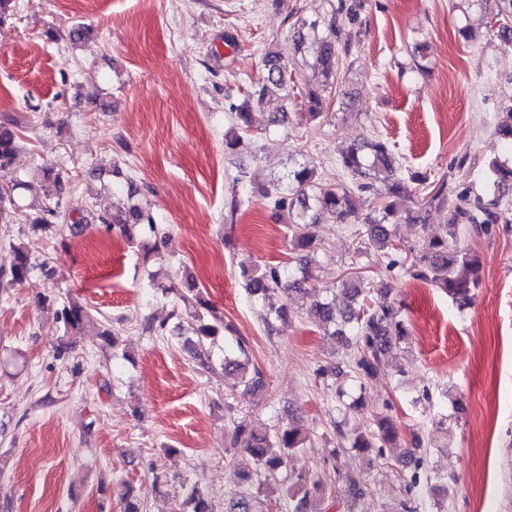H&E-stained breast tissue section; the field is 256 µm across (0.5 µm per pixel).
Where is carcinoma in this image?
Returning <instances> with one entry per match:
<instances>
[{
  "label": "carcinoma",
  "mask_w": 512,
  "mask_h": 512,
  "mask_svg": "<svg viewBox=\"0 0 512 512\" xmlns=\"http://www.w3.org/2000/svg\"><path fill=\"white\" fill-rule=\"evenodd\" d=\"M495 9L488 13L486 31L506 46L512 45V0H494ZM336 14L303 20L294 31L297 49L305 52L314 49L313 74L304 82L302 92V116L315 122L323 115V96L331 88H338V96L346 106L355 105V91L344 82H334L342 61ZM268 67L266 83L245 93L238 105L231 108L228 127L224 130V155L238 158L242 154L245 139L253 128V109L277 93L284 98L291 96L292 70L281 57L269 50L264 56ZM287 114L282 112L270 117V130L265 132V146H276L279 138L276 129L286 122ZM494 133L502 141L504 149L512 154V104L505 107ZM22 136L19 130L0 125V169L10 166L19 151ZM481 190L468 187L457 191L447 188V183L432 185L427 173L396 167L393 145L385 138L374 137L341 148L336 156V179L320 177L317 168L310 161L294 162L288 174L268 185L255 186L239 176L233 182L227 198L226 219L234 220L242 200L259 196L276 211H286L294 220L286 224L293 253L296 259L306 262L316 250L317 239L313 228L325 221L335 224L359 222L355 251L374 247L389 258V268L399 276H409L429 283L462 304L470 301L480 287L481 262L478 257L459 246L463 237L471 234H487L496 224H512V164L493 160L480 173ZM26 187L22 181H14L7 187L0 186V223H14L19 208L18 190ZM422 192L421 201L428 206L448 208V223L437 233L429 232L424 217L417 215L413 220L420 223L425 240L424 249L411 257L403 255L399 241L389 229V220L396 217L401 202ZM26 223L35 231H44L55 226L59 220H66L69 214L63 203V180L60 174L45 172L44 201L30 208L25 214ZM100 224L112 228L116 225L123 233H129L132 226L144 225L154 234L151 251H158L166 244L153 224L152 217L131 206L123 214L102 213L95 216ZM14 259L7 271L0 272V282L10 284L24 282L37 268L32 251L25 243L13 247ZM239 271L249 294L267 305L268 311L276 317L286 314V305L276 303V297L296 294L310 299L308 315L311 323L326 335L339 338L350 351V362L356 373L359 388L376 377L382 358L395 344L411 335V329L401 317L400 308L391 298L392 286L374 289L362 279L342 283L346 294L343 309H336V289H317L311 282L307 266L290 267L283 264L259 266L249 259L239 262ZM180 300L192 311L194 338L188 340L190 350L200 356L199 350L215 343L218 336L224 337V373L234 374L246 395L260 385L261 373L251 368L252 361L246 341L236 335L230 324L217 314L199 289L189 288L180 294ZM37 305L50 311L62 323L64 333L71 345L77 337L84 335L88 327L95 325L94 314L76 299L58 303L57 298L43 295ZM345 421L336 425L340 439L348 440L349 447L362 453L375 448L390 447L397 443L399 431L393 419L386 415L375 418V429L343 431ZM308 432L292 418L269 429H257L243 419L236 423L232 432L230 447L243 444L252 457L255 470L239 471L237 478L242 486L237 496L229 501L226 512H258L255 502L265 489L279 482L282 474H288V502L290 512H324L322 504L326 491L333 479L343 478L340 471L336 477L319 475L306 470H288L290 453L304 447ZM280 452L272 453L270 449Z\"/></svg>",
  "instance_id": "1"
}]
</instances>
